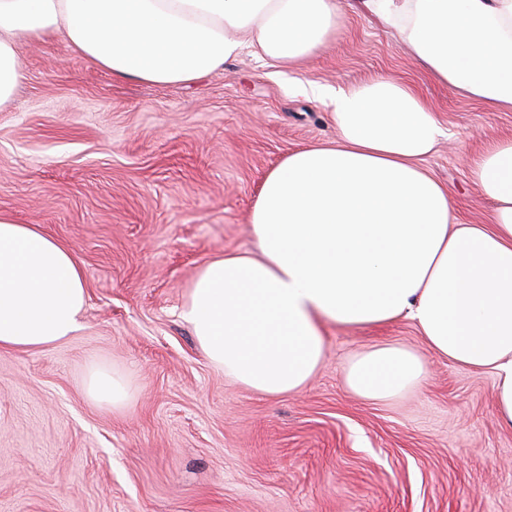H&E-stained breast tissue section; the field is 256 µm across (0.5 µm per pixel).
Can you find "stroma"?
<instances>
[{
  "instance_id": "obj_1",
  "label": "stroma",
  "mask_w": 512,
  "mask_h": 512,
  "mask_svg": "<svg viewBox=\"0 0 512 512\" xmlns=\"http://www.w3.org/2000/svg\"><path fill=\"white\" fill-rule=\"evenodd\" d=\"M340 7L336 37L299 65L246 50L190 85L114 78L58 35L22 47L0 112V211L74 252L87 301L69 339L0 349V512H512L493 373L436 356L411 319L327 326L318 372L270 397L214 368L182 317L206 260L259 255L249 218L266 174L336 139L317 91L412 85L444 130L423 168L459 221L489 214L469 169L512 137V112L432 79L360 0ZM384 344L420 355L426 378L363 399L345 370ZM95 367L125 377L127 405L89 396Z\"/></svg>"
}]
</instances>
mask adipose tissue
Masks as SVG:
<instances>
[{
  "instance_id": "1",
  "label": "adipose tissue",
  "mask_w": 512,
  "mask_h": 512,
  "mask_svg": "<svg viewBox=\"0 0 512 512\" xmlns=\"http://www.w3.org/2000/svg\"><path fill=\"white\" fill-rule=\"evenodd\" d=\"M421 67L468 98L512 112V0H362ZM338 0H0V111L25 78L21 45L59 35L114 77L189 84L244 50L281 67L339 30ZM333 143L298 149L264 178L250 224L261 257L224 254L194 277L183 316L212 365L267 396L302 389L323 327L412 319L429 350L495 375L512 426V139L470 170L493 205L457 223L421 162L443 134L410 85L388 77L336 94ZM87 298L73 253L0 213V349L31 350L80 327ZM421 359L374 347L348 367L360 395L423 382Z\"/></svg>"
}]
</instances>
